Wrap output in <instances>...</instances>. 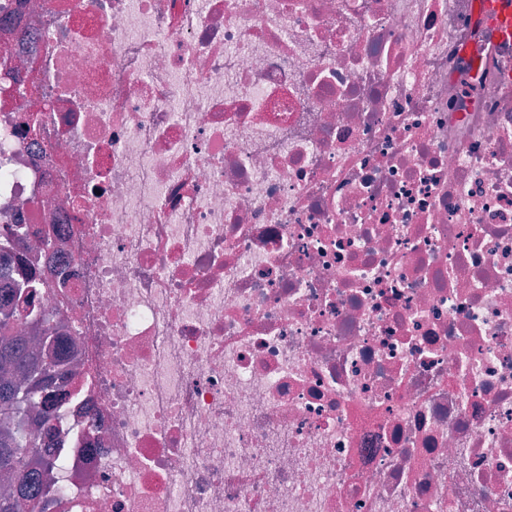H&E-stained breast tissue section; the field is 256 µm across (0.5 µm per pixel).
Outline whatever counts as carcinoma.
<instances>
[{"instance_id": "carcinoma-1", "label": "carcinoma", "mask_w": 512, "mask_h": 512, "mask_svg": "<svg viewBox=\"0 0 512 512\" xmlns=\"http://www.w3.org/2000/svg\"><path fill=\"white\" fill-rule=\"evenodd\" d=\"M11 237L0 238V512H16L18 502L29 501L45 512L40 495L39 472L43 456L35 451L33 423L48 427L57 420L55 404L43 399L54 381L55 359L50 350V312L40 304L39 323L31 324V334L18 331L29 309L21 308L23 297L42 298L32 284L15 287L11 278L14 255L23 250L28 232L11 225Z\"/></svg>"}]
</instances>
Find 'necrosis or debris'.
<instances>
[{
    "label": "necrosis or debris",
    "mask_w": 512,
    "mask_h": 512,
    "mask_svg": "<svg viewBox=\"0 0 512 512\" xmlns=\"http://www.w3.org/2000/svg\"><path fill=\"white\" fill-rule=\"evenodd\" d=\"M0 14L48 512H512V47L477 0Z\"/></svg>",
    "instance_id": "1"
}]
</instances>
